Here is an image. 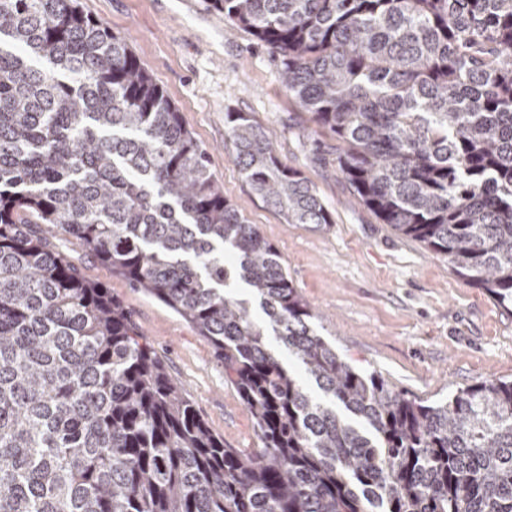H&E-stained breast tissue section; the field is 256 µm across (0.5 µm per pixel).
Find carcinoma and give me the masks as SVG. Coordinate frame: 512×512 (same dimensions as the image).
Returning a JSON list of instances; mask_svg holds the SVG:
<instances>
[{"instance_id": "obj_1", "label": "carcinoma", "mask_w": 512, "mask_h": 512, "mask_svg": "<svg viewBox=\"0 0 512 512\" xmlns=\"http://www.w3.org/2000/svg\"><path fill=\"white\" fill-rule=\"evenodd\" d=\"M210 3L364 205L512 306V0ZM224 123L286 223H334L273 130ZM52 231L209 342L263 447L224 446ZM313 319L127 41L79 0H0V512H512V381L417 402Z\"/></svg>"}]
</instances>
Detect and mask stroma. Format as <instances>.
I'll use <instances>...</instances> for the list:
<instances>
[{
  "label": "stroma",
  "instance_id": "obj_1",
  "mask_svg": "<svg viewBox=\"0 0 512 512\" xmlns=\"http://www.w3.org/2000/svg\"><path fill=\"white\" fill-rule=\"evenodd\" d=\"M79 2L128 42L179 109L225 198L277 248L314 308L320 335L345 361L429 403L482 379L512 381V309L363 204L336 169L335 139L315 133L308 113L288 98L265 46L225 23L208 0ZM228 112L249 113L276 131L281 160L314 184L334 224L286 223L252 191L233 161ZM63 248L88 281L123 303L213 433L232 448L260 447L252 417L206 339L109 265L71 243Z\"/></svg>",
  "mask_w": 512,
  "mask_h": 512
}]
</instances>
